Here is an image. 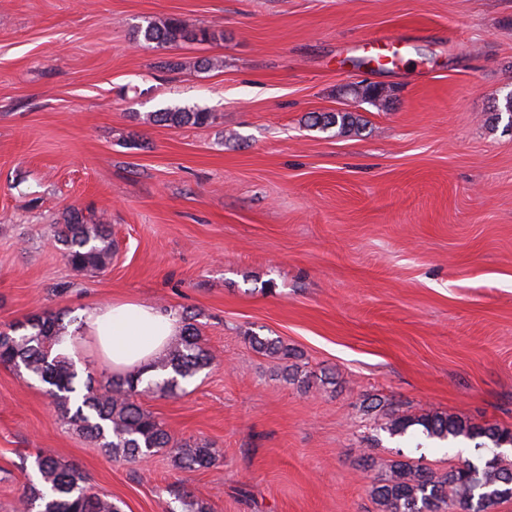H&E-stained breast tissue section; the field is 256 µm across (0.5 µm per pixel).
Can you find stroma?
I'll return each instance as SVG.
<instances>
[{"mask_svg": "<svg viewBox=\"0 0 512 512\" xmlns=\"http://www.w3.org/2000/svg\"><path fill=\"white\" fill-rule=\"evenodd\" d=\"M173 18L216 38L133 47ZM373 36L396 63H365ZM367 83L388 108L354 101ZM511 90L512 0H0V329L126 299L191 316L219 362L141 404L222 453L112 461L0 366V512L43 451L123 512H178L173 485L211 512H378L392 460L474 455L389 437L383 407L512 429V126L489 120ZM177 108L213 119H152ZM338 111L358 131L308 124ZM73 208L107 217L105 271L65 261L52 227ZM251 333L294 349L309 388ZM212 120V113L197 109V110H166L164 112H156L153 121L160 123L164 126L181 128L184 126H206Z\"/></svg>", "mask_w": 512, "mask_h": 512, "instance_id": "1", "label": "stroma"}]
</instances>
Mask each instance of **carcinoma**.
Wrapping results in <instances>:
<instances>
[{"mask_svg": "<svg viewBox=\"0 0 512 512\" xmlns=\"http://www.w3.org/2000/svg\"><path fill=\"white\" fill-rule=\"evenodd\" d=\"M215 34L207 28L189 26L181 20L162 25L148 23L136 31L135 40L146 46L169 48L181 41L210 42ZM212 113L197 110H166L153 121L164 126H206ZM312 126L322 130L350 129L357 124L351 112H323L311 116ZM67 263L78 271L99 272L112 260L111 226L102 217L91 222L81 211H69L64 222L54 226ZM77 318L66 310L41 311L0 330V365L23 369L47 385L61 416L108 457L134 462L161 449L167 451L178 470L199 471L215 466L220 451L202 439H175L165 425L145 410L138 397L141 384L163 395H176L181 383L195 377L216 361L198 329L184 324L166 352L148 367L98 380L81 378L72 357L54 353V347L69 334ZM253 349L280 361L296 352L280 340L249 336ZM421 429L428 439L452 443L460 438L477 450L512 445V430L496 425L478 426L448 413L385 412L380 430L391 437ZM40 483L28 484L20 499V512H122L111 498L91 492L82 473L48 454L35 457ZM183 512H210L208 503L190 492L170 490ZM371 496L380 512H488L495 504L512 499V460L495 453L478 465L465 458L439 474L409 459L392 461L372 486Z\"/></svg>", "mask_w": 512, "mask_h": 512, "instance_id": "carcinoma-1", "label": "carcinoma"}]
</instances>
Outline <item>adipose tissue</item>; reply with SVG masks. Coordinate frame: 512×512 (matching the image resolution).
<instances>
[{
  "label": "adipose tissue",
  "instance_id": "ef3b65f1",
  "mask_svg": "<svg viewBox=\"0 0 512 512\" xmlns=\"http://www.w3.org/2000/svg\"><path fill=\"white\" fill-rule=\"evenodd\" d=\"M178 331L175 317L140 301L120 300L85 312L80 334L97 361L123 373L162 354Z\"/></svg>",
  "mask_w": 512,
  "mask_h": 512
}]
</instances>
